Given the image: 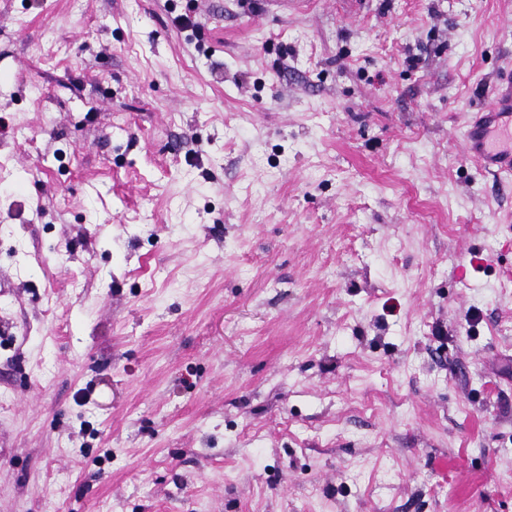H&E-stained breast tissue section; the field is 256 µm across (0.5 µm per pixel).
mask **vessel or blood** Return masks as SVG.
<instances>
[{"instance_id": "b4317fda", "label": "vessel or blood", "mask_w": 512, "mask_h": 512, "mask_svg": "<svg viewBox=\"0 0 512 512\" xmlns=\"http://www.w3.org/2000/svg\"><path fill=\"white\" fill-rule=\"evenodd\" d=\"M463 147L481 169L512 175V71L494 86L488 104L466 129Z\"/></svg>"}]
</instances>
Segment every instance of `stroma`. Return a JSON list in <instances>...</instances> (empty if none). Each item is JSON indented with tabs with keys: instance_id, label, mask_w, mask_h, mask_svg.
Instances as JSON below:
<instances>
[{
	"instance_id": "obj_1",
	"label": "stroma",
	"mask_w": 512,
	"mask_h": 512,
	"mask_svg": "<svg viewBox=\"0 0 512 512\" xmlns=\"http://www.w3.org/2000/svg\"><path fill=\"white\" fill-rule=\"evenodd\" d=\"M512 0H0V512H512ZM500 80L466 129L463 147L484 171L508 176L512 175V68Z\"/></svg>"
}]
</instances>
